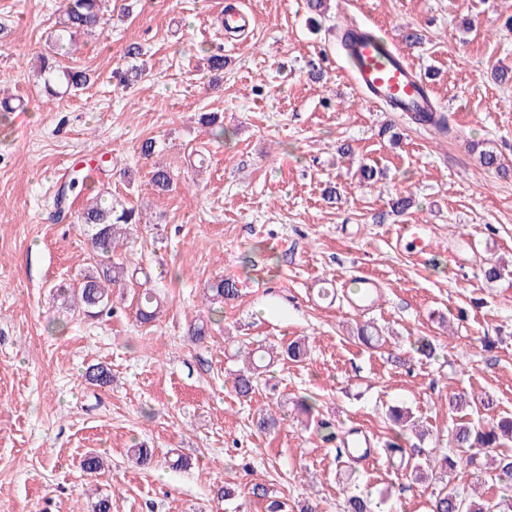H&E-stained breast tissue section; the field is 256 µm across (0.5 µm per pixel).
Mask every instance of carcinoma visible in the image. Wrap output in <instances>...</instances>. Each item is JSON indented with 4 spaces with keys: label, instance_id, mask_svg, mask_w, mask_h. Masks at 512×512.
Returning a JSON list of instances; mask_svg holds the SVG:
<instances>
[{
    "label": "carcinoma",
    "instance_id": "cac0c4a2",
    "mask_svg": "<svg viewBox=\"0 0 512 512\" xmlns=\"http://www.w3.org/2000/svg\"><path fill=\"white\" fill-rule=\"evenodd\" d=\"M104 0H59V18L55 29V47L52 55L40 57L39 70L44 76L45 97L49 100L64 91L79 90L90 82L89 73L79 67L63 63L64 42L74 41L79 35H90L104 23ZM407 123L415 126H433L443 133L449 132L448 118L444 112H411L405 114ZM484 168L498 175L512 173L501 156L490 150L480 153ZM151 183L159 191L171 186L169 170L155 167L151 171ZM77 223L87 232L92 251L102 256L112 254L119 242L125 241L133 226L141 223V213L121 201L100 204L88 202L77 215ZM138 274L122 263H112L102 268L90 269L83 275L81 288L71 291V297L78 300L87 316H98L110 308L111 287ZM238 297L235 284L217 279L206 290L210 303H226ZM159 299L152 290H145L138 305L137 315L143 321L154 318ZM262 359L255 358V352L248 353V360L233 373L232 391L240 398H251L262 374ZM389 419L397 430L386 441L385 447L395 451L403 449V428L415 426L412 412L407 408H389ZM450 444L454 450L444 455L431 469L453 471L458 464L468 466L491 460L493 472L499 483L498 495L494 498H473L455 486L446 485L433 494L431 512H512V418L499 420L467 421L456 423L451 431ZM345 512H375L370 498L352 495L347 498Z\"/></svg>",
    "mask_w": 512,
    "mask_h": 512
}]
</instances>
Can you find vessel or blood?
I'll use <instances>...</instances> for the list:
<instances>
[{
    "instance_id": "vessel-or-blood-1",
    "label": "vessel or blood",
    "mask_w": 512,
    "mask_h": 512,
    "mask_svg": "<svg viewBox=\"0 0 512 512\" xmlns=\"http://www.w3.org/2000/svg\"><path fill=\"white\" fill-rule=\"evenodd\" d=\"M347 53L353 62L351 82L370 102L385 104L395 112H426L435 108L427 83L403 52L383 54L375 41L357 39ZM358 285V291L349 298L351 306L372 310L378 301V282L363 276Z\"/></svg>"
}]
</instances>
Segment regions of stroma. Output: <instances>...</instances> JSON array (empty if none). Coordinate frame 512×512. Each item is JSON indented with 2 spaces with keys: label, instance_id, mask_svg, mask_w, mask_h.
I'll list each match as a JSON object with an SVG mask.
<instances>
[{
  "label": "stroma",
  "instance_id": "35a3bbf8",
  "mask_svg": "<svg viewBox=\"0 0 512 512\" xmlns=\"http://www.w3.org/2000/svg\"><path fill=\"white\" fill-rule=\"evenodd\" d=\"M230 5L253 16L234 37L222 27ZM57 15V0H0V91L23 101L0 113V512H94L103 497L111 512H264L256 483L285 512L308 501L343 512L353 493L378 512H429L447 483L494 495L490 476L465 467L412 482L382 446L391 405L429 429L410 455L423 465L450 448L452 394L489 395L492 417L512 416V175L487 171L477 154L512 165V83L491 75L512 69V0H327L315 31L306 0H108L106 24L69 60L88 69L89 86L50 101L35 68ZM353 24L404 50L450 134L407 125L353 88L337 41ZM410 28L420 45H406ZM131 43L145 73L125 88L112 73L133 63ZM313 63L324 69L317 82ZM203 112L220 115L223 138L199 123ZM157 163L171 191L151 185ZM363 164L374 180H361ZM103 185L144 221L112 260L148 277L113 288L111 312L88 317L54 288L79 284L96 258L73 220L50 215L59 189L75 213ZM399 194L412 206L397 216ZM406 224L431 225L426 257L397 247ZM490 261L508 274L486 281ZM366 274L382 285L370 313L313 291L320 279ZM221 277L239 296L215 310L204 289ZM147 287L164 304L143 324ZM202 319L209 335L192 342L187 330ZM368 322L382 347L359 342ZM419 336L433 357L413 350ZM296 339L307 358H275L251 399L238 398L229 379L246 349ZM96 365L110 368V386L87 379ZM304 396L313 414L296 409ZM270 404L278 429L255 433ZM322 419L333 439L318 432ZM351 430L367 432L375 452L348 479L339 451ZM135 445L151 449L149 466L131 457ZM90 451L104 462L94 480L81 469ZM228 482L241 490L230 502Z\"/></svg>",
  "mask_w": 512,
  "mask_h": 512
}]
</instances>
